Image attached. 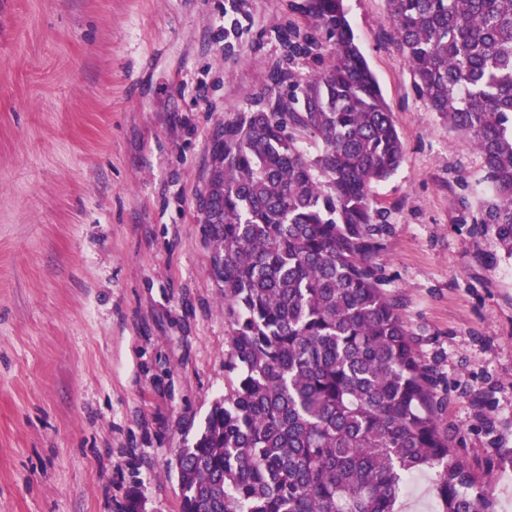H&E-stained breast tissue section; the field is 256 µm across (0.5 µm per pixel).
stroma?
Listing matches in <instances>:
<instances>
[{"label": "stroma", "mask_w": 512, "mask_h": 512, "mask_svg": "<svg viewBox=\"0 0 512 512\" xmlns=\"http://www.w3.org/2000/svg\"><path fill=\"white\" fill-rule=\"evenodd\" d=\"M400 134L372 264L439 420L512 512V250L481 154L428 109L387 0H344ZM308 0H0V512H180L173 458L234 378L198 199L212 133L330 47Z\"/></svg>", "instance_id": "1"}]
</instances>
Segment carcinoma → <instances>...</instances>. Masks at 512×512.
<instances>
[{
    "mask_svg": "<svg viewBox=\"0 0 512 512\" xmlns=\"http://www.w3.org/2000/svg\"><path fill=\"white\" fill-rule=\"evenodd\" d=\"M331 63L224 124L203 225L236 384L179 449L181 512H399L436 470L439 512H494L438 419L436 377L371 266L373 188L400 167L391 108L343 0H310ZM431 111L481 152L483 222L512 248V0H388ZM321 142L306 156L297 134Z\"/></svg>",
    "mask_w": 512,
    "mask_h": 512,
    "instance_id": "carcinoma-1",
    "label": "carcinoma"
}]
</instances>
